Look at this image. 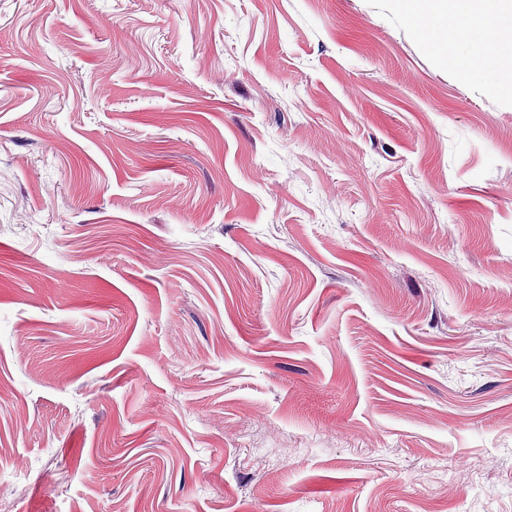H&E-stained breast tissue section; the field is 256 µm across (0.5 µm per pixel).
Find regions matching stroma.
<instances>
[{"label":"stroma","instance_id":"1","mask_svg":"<svg viewBox=\"0 0 512 512\" xmlns=\"http://www.w3.org/2000/svg\"><path fill=\"white\" fill-rule=\"evenodd\" d=\"M8 512H512V98L397 0H0Z\"/></svg>","mask_w":512,"mask_h":512}]
</instances>
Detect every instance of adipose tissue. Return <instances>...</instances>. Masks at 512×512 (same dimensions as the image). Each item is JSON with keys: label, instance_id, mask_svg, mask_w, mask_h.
Segmentation results:
<instances>
[{"label": "adipose tissue", "instance_id": "adipose-tissue-1", "mask_svg": "<svg viewBox=\"0 0 512 512\" xmlns=\"http://www.w3.org/2000/svg\"><path fill=\"white\" fill-rule=\"evenodd\" d=\"M405 8L439 19L437 40L449 53L466 49L471 67L501 68L499 48L512 41V0H402Z\"/></svg>", "mask_w": 512, "mask_h": 512}]
</instances>
